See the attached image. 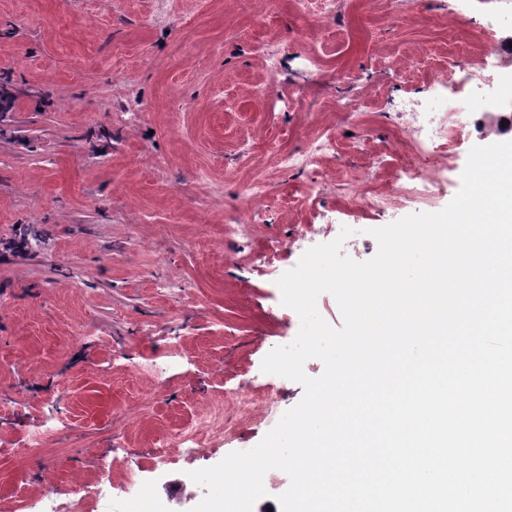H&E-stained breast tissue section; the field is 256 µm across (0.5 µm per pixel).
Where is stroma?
Instances as JSON below:
<instances>
[{
  "instance_id": "35a3bbf8",
  "label": "stroma",
  "mask_w": 512,
  "mask_h": 512,
  "mask_svg": "<svg viewBox=\"0 0 512 512\" xmlns=\"http://www.w3.org/2000/svg\"><path fill=\"white\" fill-rule=\"evenodd\" d=\"M512 15L478 0H0V512L44 489L79 512L138 477L136 512H191L192 471L255 447L303 395L224 409L204 448L175 436L202 394L280 385L264 357L293 341L275 277L296 241L393 223L365 198L401 183L400 98L448 97ZM276 91L265 95L268 78ZM332 153L281 165L324 132ZM445 188L413 212L443 210ZM264 198L247 200L255 183ZM44 424L60 432L28 445ZM179 464L157 468L160 441Z\"/></svg>"
}]
</instances>
